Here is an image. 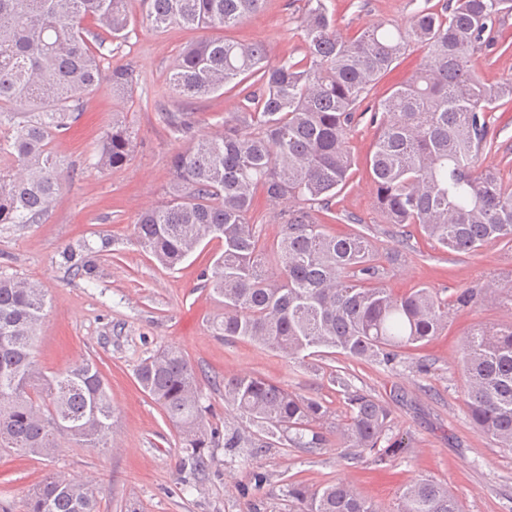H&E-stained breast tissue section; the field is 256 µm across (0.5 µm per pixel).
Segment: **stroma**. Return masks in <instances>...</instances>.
<instances>
[{"label":"stroma","instance_id":"35a3bbf8","mask_svg":"<svg viewBox=\"0 0 512 512\" xmlns=\"http://www.w3.org/2000/svg\"><path fill=\"white\" fill-rule=\"evenodd\" d=\"M438 2L326 0V5L338 30L350 36L380 20L404 23L416 10ZM305 8L306 0H265L259 13L223 35L264 43L273 61L287 55L298 58L304 47L299 20ZM130 9L128 39L106 42L103 51L112 65L133 69L132 96L115 98L104 85L87 95L82 125L58 147L74 172L72 181L42 223L0 226V273L39 282L51 301L35 348L38 363L51 373L82 358L96 359L112 390L118 434L110 449L68 444L53 459L0 450V502L21 512L34 484L56 469L89 480L101 512H126L132 503L139 512H246L250 507L255 512H293L285 492L288 483L315 487L336 480L349 483L384 512H397L403 486L426 475L447 483L465 512H512V450L496 447L473 427L460 363L464 334L477 326L512 321V304L490 300L453 313L436 340L409 351L392 368L350 362L337 353H315L295 363L252 342L214 336L211 323L224 306L204 288L200 272L217 244L167 270L136 243L133 226L142 210L162 200L170 160L179 147L158 123L157 104L173 111L191 107L199 120L198 133L209 134L237 99L226 92L187 102L170 92V66L203 33L178 26L158 31L145 20L140 0H131ZM116 112L136 133L137 148L125 166L107 172L95 167L93 155ZM491 122L497 149L482 155L480 164L497 168L512 183V103L497 108ZM375 133L365 123L350 133V180L335 209L343 217L359 219L364 232L386 252L394 243L375 204L367 168ZM104 236L111 238L113 253L101 257L95 283L72 277L61 266L59 252L65 244L84 239L96 247ZM491 279L512 285L511 245L458 254L417 234L403 248L401 260L389 266L385 283L398 293L422 287L447 297ZM168 344L179 345L196 368L216 423L224 421V398L213 388V379L243 372L322 398L332 411L343 414V399L330 376L344 366L355 387L389 403L396 419L393 434L407 446L383 468L367 454L353 461L336 448L307 453L276 446L260 458L267 483L245 495L240 489L249 482L248 465L227 462L218 447L209 472L197 477L181 468L175 430L134 377L141 358ZM421 360L428 361L429 372H418Z\"/></svg>","mask_w":512,"mask_h":512}]
</instances>
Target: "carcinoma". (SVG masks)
Wrapping results in <instances>:
<instances>
[{"label":"carcinoma","mask_w":512,"mask_h":512,"mask_svg":"<svg viewBox=\"0 0 512 512\" xmlns=\"http://www.w3.org/2000/svg\"><path fill=\"white\" fill-rule=\"evenodd\" d=\"M263 0H143L146 20L222 30L259 10ZM512 0H444L398 24L378 21L341 34L325 0H307L301 18L302 58L269 60L262 43L224 37L181 51L168 89L202 97L233 85L239 97L224 129L197 137L195 113L159 112L181 142L171 160L166 199L139 214L135 238L163 268L174 270L201 245L220 244L200 274L224 304L215 335L248 339L290 360L312 349L385 367L405 351L441 335L452 309L496 299L502 288H464L443 298L428 288L398 294L384 286L385 264L399 251L380 252L366 233L331 234L318 214L336 221L335 199L351 170L348 136L364 118L377 130L368 159L376 205L392 236L423 234L442 248L467 254L512 244V183L494 169L476 171L494 147L491 112L512 102V81L489 85L475 71L480 52L506 51L500 18ZM130 0H0V225L38 224L71 179L55 152L83 119L85 95L106 82L132 92L133 70L104 66L93 29L128 35ZM417 70L383 100L363 106L371 87L408 52ZM136 137L118 114L97 145L96 165L116 171ZM277 208L276 237L262 235L258 217ZM111 241H84L61 256L70 274L89 283ZM49 307L41 284L0 276V447L53 458L64 445L108 449L115 433L112 391L98 364L78 361L47 376L34 349ZM465 401L478 430L512 449V322L467 332L461 341ZM135 377L176 430L193 473L214 461L224 442L231 456L256 458L282 441L313 452L357 449L386 466L403 448L388 432V403L332 373L345 412L252 374L224 379V408L255 431L219 428L204 405L198 373L174 344L142 359ZM297 512H384L339 480L309 488L288 485ZM24 512H99L93 485L50 472L28 493ZM398 512H463L440 481L418 476L400 495Z\"/></svg>","instance_id":"obj_1"}]
</instances>
